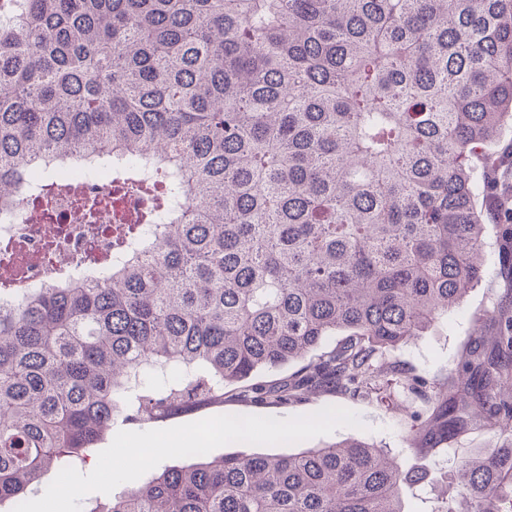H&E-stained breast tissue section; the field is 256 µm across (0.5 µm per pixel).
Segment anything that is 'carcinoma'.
Wrapping results in <instances>:
<instances>
[{"instance_id": "cac0c4a2", "label": "carcinoma", "mask_w": 512, "mask_h": 512, "mask_svg": "<svg viewBox=\"0 0 512 512\" xmlns=\"http://www.w3.org/2000/svg\"><path fill=\"white\" fill-rule=\"evenodd\" d=\"M2 4L0 204L34 165L112 156L117 191L150 205L112 225L111 265L0 307V504L86 463L118 419L227 389L275 406L376 392L373 359L483 278L487 221L512 241V195L474 179L512 121V0ZM493 323L434 386L388 366L429 402L412 452L512 431V309ZM151 371L163 383L133 392ZM195 459L88 512H404L424 481L357 438ZM508 492L512 447L458 463L472 512Z\"/></svg>"}]
</instances>
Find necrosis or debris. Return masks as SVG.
Returning <instances> with one entry per match:
<instances>
[{"instance_id": "1", "label": "necrosis or debris", "mask_w": 512, "mask_h": 512, "mask_svg": "<svg viewBox=\"0 0 512 512\" xmlns=\"http://www.w3.org/2000/svg\"><path fill=\"white\" fill-rule=\"evenodd\" d=\"M46 176L71 179L70 193L0 205V281L12 289L1 304L54 280L81 282L112 258L111 158L88 159L72 178L57 169Z\"/></svg>"}]
</instances>
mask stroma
Listing matches in <instances>:
<instances>
[{
  "instance_id": "stroma-1",
  "label": "stroma",
  "mask_w": 512,
  "mask_h": 512,
  "mask_svg": "<svg viewBox=\"0 0 512 512\" xmlns=\"http://www.w3.org/2000/svg\"><path fill=\"white\" fill-rule=\"evenodd\" d=\"M484 240L488 269L485 277L469 289L460 305L447 318L437 322L418 340L383 352L375 362L376 367L397 361L409 372L427 377L436 383L441 382L455 368L477 327L489 325L491 310L505 288L503 280L497 275L504 245L495 225H486ZM326 406L343 407L356 412L363 423L362 428L342 427L332 433L305 440L301 445L284 444L279 448L280 453H293L303 446L318 448L349 437H357L375 447L399 452L405 467L418 464L428 473L424 483L406 489V512H437L442 497L455 491L459 459L467 454L488 453L507 442L506 436L499 431L478 425L457 442L423 459H416L412 452L406 451L405 438L415 416L425 415L428 405L401 381L368 397L315 391L309 393L305 400L282 408L228 399L220 406H207L171 417L165 420L164 425L170 428L219 415H255L285 419L309 415Z\"/></svg>"
}]
</instances>
